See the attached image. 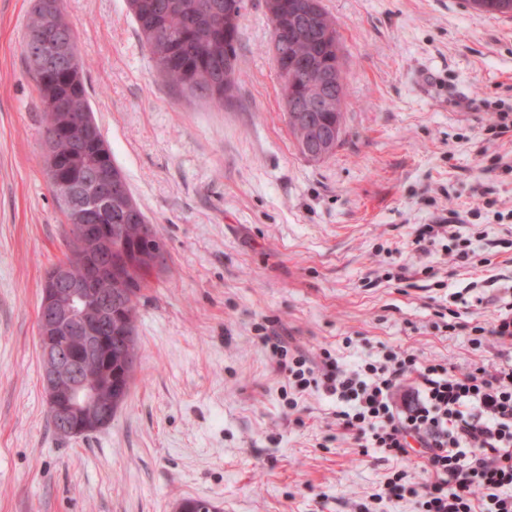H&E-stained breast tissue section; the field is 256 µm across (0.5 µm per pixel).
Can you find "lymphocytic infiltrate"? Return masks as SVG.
<instances>
[{"instance_id":"obj_1","label":"lymphocytic infiltrate","mask_w":512,"mask_h":512,"mask_svg":"<svg viewBox=\"0 0 512 512\" xmlns=\"http://www.w3.org/2000/svg\"><path fill=\"white\" fill-rule=\"evenodd\" d=\"M471 342H493L495 359L459 371L389 349L349 368L330 353L319 361L263 333L275 372L289 390L323 389L343 407L336 425L384 458H421L423 480L393 471L357 512L415 498L419 512H512V285L501 288L488 319L472 324Z\"/></svg>"}]
</instances>
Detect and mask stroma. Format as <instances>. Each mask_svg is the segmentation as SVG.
I'll use <instances>...</instances> for the list:
<instances>
[{
	"instance_id": "stroma-1",
	"label": "stroma",
	"mask_w": 512,
	"mask_h": 512,
	"mask_svg": "<svg viewBox=\"0 0 512 512\" xmlns=\"http://www.w3.org/2000/svg\"><path fill=\"white\" fill-rule=\"evenodd\" d=\"M337 21L342 141L320 162L288 128L264 0H245L229 102L153 74L126 0H62L94 117L164 243L137 304L138 355L111 424L59 437L37 314L69 225L48 182L24 45L34 0H0V512H353L402 461L334 427L309 388L288 409L256 325L352 366L383 348L466 368L496 347L435 327L463 293L489 314L512 282V18L463 0H321ZM457 212V240L414 231ZM407 267L412 287L391 280Z\"/></svg>"
}]
</instances>
